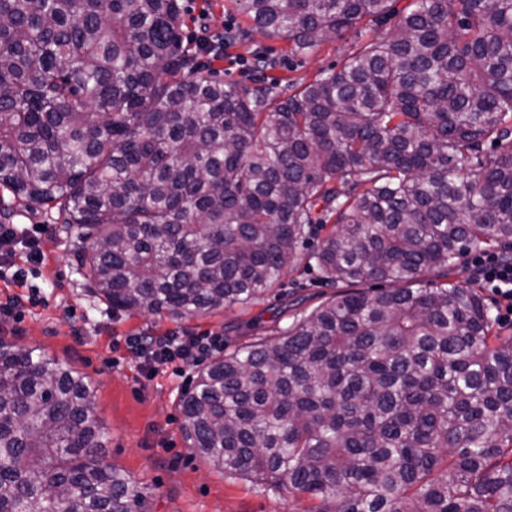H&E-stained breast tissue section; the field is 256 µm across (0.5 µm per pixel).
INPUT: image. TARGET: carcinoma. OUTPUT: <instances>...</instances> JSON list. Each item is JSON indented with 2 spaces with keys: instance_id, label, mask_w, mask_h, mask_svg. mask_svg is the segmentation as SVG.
Returning a JSON list of instances; mask_svg holds the SVG:
<instances>
[{
  "instance_id": "obj_1",
  "label": "carcinoma",
  "mask_w": 512,
  "mask_h": 512,
  "mask_svg": "<svg viewBox=\"0 0 512 512\" xmlns=\"http://www.w3.org/2000/svg\"><path fill=\"white\" fill-rule=\"evenodd\" d=\"M390 2L237 0L301 57L398 17L280 88L195 72L178 0H0V190L174 320L250 307L329 228L335 292L196 372L189 448L305 512H512V336L449 281L512 253V0ZM104 440L86 376L0 340V512H149Z\"/></svg>"
}]
</instances>
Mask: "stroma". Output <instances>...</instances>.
<instances>
[{"label": "stroma", "mask_w": 512, "mask_h": 512, "mask_svg": "<svg viewBox=\"0 0 512 512\" xmlns=\"http://www.w3.org/2000/svg\"><path fill=\"white\" fill-rule=\"evenodd\" d=\"M180 3L185 41L197 40L202 26L218 31L229 18L236 24L237 38L228 56L200 52L194 67L250 86L276 80L298 85L311 81L319 70L342 62L351 49L381 34L380 29L369 32L359 23L341 38L299 58L289 54L287 41L266 38L253 29L235 0ZM257 53L265 57L259 69L249 65ZM10 221L42 225L45 262L29 276L27 286L0 279V299L26 296L32 287L38 288L41 298L40 303L25 307L22 321H0V339L40 346L88 377L108 436L103 460L140 483L150 496V512H304L308 501L303 496L224 476L194 455L183 437L179 401L194 380L197 364L178 360L145 364L127 340L141 333L215 335L223 338L225 350L236 349L284 324L290 313L288 303L294 298H301L303 308L310 310L329 296L315 268L299 261L297 270L288 272L272 292L246 310L234 308L183 320L133 315L112 309L91 292L78 272L56 210L17 205Z\"/></svg>", "instance_id": "1"}]
</instances>
